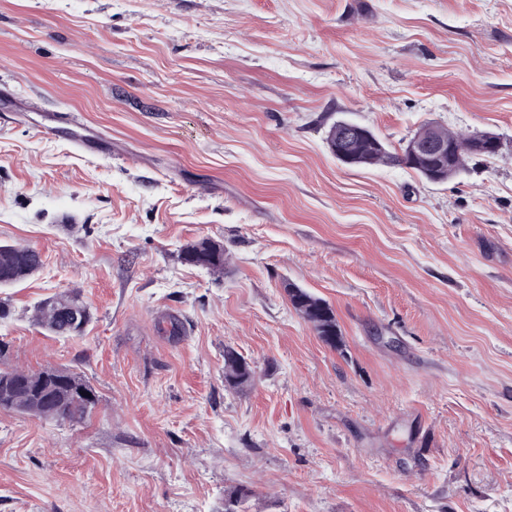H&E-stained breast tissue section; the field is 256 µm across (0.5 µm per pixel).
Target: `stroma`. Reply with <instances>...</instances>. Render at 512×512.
I'll return each mask as SVG.
<instances>
[{
    "label": "stroma",
    "mask_w": 512,
    "mask_h": 512,
    "mask_svg": "<svg viewBox=\"0 0 512 512\" xmlns=\"http://www.w3.org/2000/svg\"><path fill=\"white\" fill-rule=\"evenodd\" d=\"M340 119L502 148L431 184L340 164ZM0 244L44 260L0 370L98 398L0 409V512H512V0H0ZM73 288L82 335L33 322ZM181 259L186 264L220 274L224 271V245L210 238H202L182 248ZM285 291L292 307L312 325L317 336L334 349L342 347V333L336 315L325 300L290 283ZM251 370L246 360L232 347L224 349V383L230 388H243L252 382ZM20 379L26 384H18ZM50 383L53 408L46 405L43 396L44 389ZM79 385L88 384L78 373L65 369L46 368L39 372L1 371L0 407L39 419L80 422L95 407L97 398L91 400L82 396Z\"/></svg>",
    "instance_id": "stroma-1"
}]
</instances>
